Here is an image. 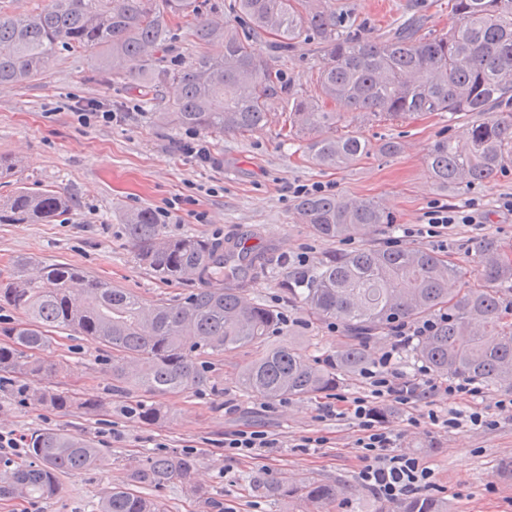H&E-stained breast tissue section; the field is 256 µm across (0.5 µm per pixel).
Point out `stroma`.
<instances>
[{"instance_id":"35a3bbf8","label":"stroma","mask_w":512,"mask_h":512,"mask_svg":"<svg viewBox=\"0 0 512 512\" xmlns=\"http://www.w3.org/2000/svg\"><path fill=\"white\" fill-rule=\"evenodd\" d=\"M328 7L365 26L380 37L403 18L416 15L435 34L448 31L454 19L448 0H328ZM220 44L198 45L188 24L174 22L165 55L167 66L185 65L198 55L219 56ZM322 53L311 41L296 40L274 65L306 94L316 91ZM178 93L176 84L161 87L153 102L134 90L131 79L104 75L95 57L60 53L46 69L21 85L0 86V156L16 160L14 181L37 182L64 190L73 207L48 224H0V279L15 272L18 257L32 261V270L49 263H67L88 275L124 288L148 307L172 303L201 282L189 276L178 281L158 279L140 264L123 234L126 213L140 208L168 209L165 231L171 236L199 235L232 240L251 238L272 248L278 267L253 281L246 297L282 311L292 332L289 344L313 364L333 359L345 341L342 326L313 319L306 306L289 299L287 279L304 275L331 254L365 246H384L402 233L403 225L421 224L434 204L472 210L473 224H456L445 236L414 237L404 248H421L454 261L464 273L454 283L473 280L474 246L491 237L512 246V213L499 207L512 195V171L466 190L439 186L429 175L426 157L442 138L463 143L467 118L449 121L428 113L406 121L356 122L341 104L337 132L358 131L372 144L400 142L395 155L371 152L341 169H327L308 160L297 143L280 136L271 122L250 135L205 139L211 159L199 161L179 151L187 131L154 119ZM95 101L117 117L109 123L85 124L67 107L69 100ZM322 184L330 194L371 200L391 217L349 240L326 241L292 218L299 185ZM307 255L299 265L298 255ZM99 346L72 332L54 335L39 358L49 372L47 387L67 390L86 399L103 400L97 416L63 413L20 396L15 387H0V432L20 437L43 428H57L92 437L106 450L98 470L61 479L59 494L36 502L0 500V512H93L103 493L125 485L127 458L143 449L185 450L198 458L192 482L210 505L199 503L181 482L163 492L170 512H310L300 499L257 498L244 479L262 474L288 477L299 484L318 480L337 484L342 494L335 512H400L401 502L377 497L358 477L360 452L352 443L353 420L321 415L319 408L335 403L337 395L365 394L360 372L345 377L336 394L269 402L245 394L240 371L250 360L247 350H228L215 367L214 385L163 397V421L141 423L129 418L107 393L111 383L101 362ZM512 398V385L481 389L474 397L443 392L423 395L406 407L374 400L379 423L397 439L400 450L419 456L435 472L432 497L448 504V512H512V410H500L499 400ZM479 412L481 425L449 430L433 424L429 411L448 409ZM236 429L263 430L280 445L262 455L231 461L224 455V435ZM325 438L319 448L302 447L303 439Z\"/></svg>"}]
</instances>
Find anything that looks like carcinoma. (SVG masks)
Masks as SVG:
<instances>
[{"label": "carcinoma", "mask_w": 512, "mask_h": 512, "mask_svg": "<svg viewBox=\"0 0 512 512\" xmlns=\"http://www.w3.org/2000/svg\"><path fill=\"white\" fill-rule=\"evenodd\" d=\"M32 11L9 12L0 5V85L36 76L58 53L97 55L101 72L118 68L137 77L143 96L156 95L170 81L180 95L156 119L204 137L246 135L288 112V136L304 146L317 165L342 168L372 151L356 132L336 133L328 101L348 104L356 118L398 121L445 112L452 121L478 115L466 147L450 138L436 141L427 166L443 187L471 188L512 168V0H450L457 23L431 36L406 20L386 37H364L344 29L343 17L322 0H234L231 9L243 30L204 18L209 0H43ZM183 20L200 44L221 42L224 55H201L186 66L159 69L153 53L167 49L171 24ZM274 37L280 55L304 36L317 42L326 62L317 75V97L300 93L254 46ZM72 200L57 189L21 184L0 195V224L50 222L70 210ZM295 221L325 240H343L389 223L373 201L307 195L297 202ZM137 260L157 277L177 280L189 273L214 281L178 302L146 309L134 295L90 279L75 266L51 263L27 274L31 260H15L20 275L0 287V301L24 311L26 319L0 326V379H24L21 392L52 409L90 416L101 407L68 392L41 386L46 368L37 354L52 333L87 336L108 353L112 391L128 394L134 383L153 398L185 393L211 383L209 368L224 351L250 349L242 367L244 391L268 401L329 393L343 377L363 368L374 335L400 321H424L448 314L416 344L418 358L433 372L495 388L512 377V254L493 238L476 245L474 283L455 293L448 279L462 270L422 250L359 248L340 252L288 283L291 298L302 296L310 315L341 323L347 340L336 360L316 366L272 336L290 331L282 311L244 299L250 282L275 265L260 248L192 235L171 237L149 209L129 212L123 224ZM127 413L140 422L160 419L163 406L139 401ZM104 449L91 438L44 428L24 438L23 455L4 459L8 478L0 497L43 499L57 494L60 476L102 465ZM198 458L149 450L126 460L129 486L114 487L95 512H169L158 495L173 481L190 488ZM254 495L304 498L317 512L338 500L339 490L322 482L275 483L246 478ZM405 512H448L431 497L407 503Z\"/></svg>", "instance_id": "carcinoma-1"}]
</instances>
